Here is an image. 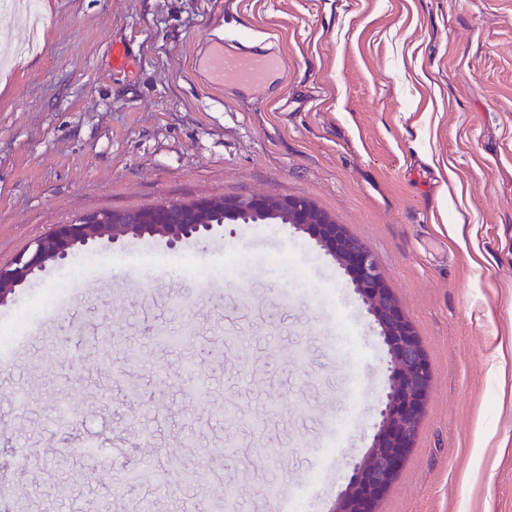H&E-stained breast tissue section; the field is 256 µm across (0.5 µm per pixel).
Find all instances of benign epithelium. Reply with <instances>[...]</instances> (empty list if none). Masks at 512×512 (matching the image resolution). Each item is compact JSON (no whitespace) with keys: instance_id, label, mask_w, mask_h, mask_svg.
<instances>
[{"instance_id":"1","label":"benign epithelium","mask_w":512,"mask_h":512,"mask_svg":"<svg viewBox=\"0 0 512 512\" xmlns=\"http://www.w3.org/2000/svg\"><path fill=\"white\" fill-rule=\"evenodd\" d=\"M281 218L308 235L351 278L367 313L379 328L387 348L388 386L380 421L371 442L354 465L345 489L331 512H376L406 464L424 415L431 389V372L423 345L387 284L373 253L351 235L345 225L312 208L301 197L241 196L224 198V222L239 223L253 213ZM148 224H56L37 238L32 248L8 266H0V305L49 263L67 260L76 250L99 241L117 243L126 238H159L171 248L186 239L202 241L219 228L199 224L191 212L176 217L160 203L148 211Z\"/></svg>"}]
</instances>
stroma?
I'll list each match as a JSON object with an SVG mask.
<instances>
[{
    "instance_id": "stroma-1",
    "label": "stroma",
    "mask_w": 512,
    "mask_h": 512,
    "mask_svg": "<svg viewBox=\"0 0 512 512\" xmlns=\"http://www.w3.org/2000/svg\"><path fill=\"white\" fill-rule=\"evenodd\" d=\"M40 48L0 76V265L51 225L204 196H304L375 255L425 349L432 386L410 459L377 512H512V0H39ZM245 38L285 71L209 87L210 35ZM128 65L112 64V45ZM149 251L199 270L143 273ZM105 262L47 266L0 306L26 319L24 363L0 368V512H131L140 436L181 441L239 485L236 512H330L379 421L387 352L348 275L285 224H238L178 248L100 242ZM53 291L35 336L31 304ZM184 297L172 308L170 292ZM136 351L89 361L109 325ZM189 327L179 352L148 345ZM69 337L75 357L64 355ZM223 359L198 355L201 346ZM202 381L188 389L183 366ZM24 385L17 408L11 391ZM137 389L154 415L135 419ZM109 392V408L88 406ZM76 428L34 474L49 409ZM114 458L100 472L80 446ZM235 462L224 468L225 452Z\"/></svg>"
}]
</instances>
